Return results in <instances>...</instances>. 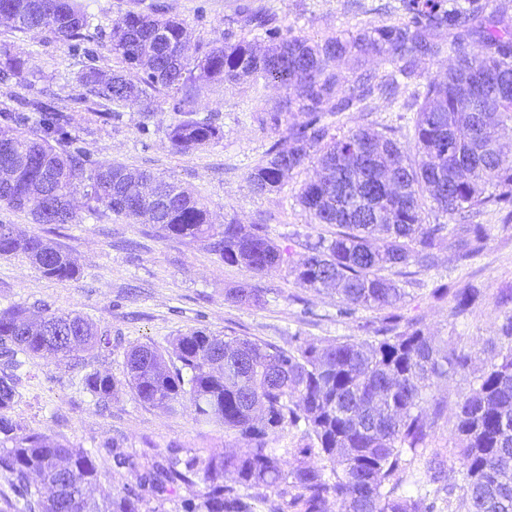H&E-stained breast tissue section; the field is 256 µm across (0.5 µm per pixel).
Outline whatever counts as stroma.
Wrapping results in <instances>:
<instances>
[{
  "label": "stroma",
  "mask_w": 512,
  "mask_h": 512,
  "mask_svg": "<svg viewBox=\"0 0 512 512\" xmlns=\"http://www.w3.org/2000/svg\"><path fill=\"white\" fill-rule=\"evenodd\" d=\"M246 1L266 7L277 26L315 40L400 18L394 10L398 0H168L171 14L184 21L194 46L248 35L239 12ZM142 7L141 0H90L94 27L85 40L70 43L0 24V44L25 62L22 76L0 80V113L24 112L27 99L52 101L68 113V136L87 158L146 169L188 187L206 203L212 223L263 224L276 246L289 251L292 260L302 259L305 242L319 232L297 198L301 186L316 175L314 163L293 171L279 193L256 194L246 179L276 139L260 124L258 110L275 104L279 88L224 83L204 89L196 107L200 114L218 115L224 137L188 154L174 153L165 136L166 128L181 119L170 107L147 116L129 105L116 116L111 103L86 97L77 80L87 63L86 50L96 52L99 67L115 68L105 36L114 20ZM450 64L444 55L420 61L416 77L402 88L396 103L373 100L367 115L343 112L341 124L347 130L366 122L378 128L398 124L400 117L410 116L416 91ZM478 221L491 229L482 251L461 260L453 246H445L433 269L416 271L419 286L398 310L403 319H418L441 344L461 345L470 353L469 371L439 386V397L452 408L490 362L487 341L512 313V304L498 303L501 293L512 290V224L505 213L492 210ZM0 224L60 246L78 266L76 278L59 281L42 276L24 255L0 257V308L22 304L37 309L45 304L59 312L76 310L112 340L87 354L83 366L30 361L23 397L11 416L95 451L101 476L94 497L137 484L144 498L141 512H183L184 500L193 496L192 488L181 485L156 497L151 486L140 483L148 469L195 454L231 453L239 446L238 438L198 426L191 411L173 415L140 403L126 391L108 409H98L83 388L87 367L122 377L124 351L130 345L162 344L194 329L284 346L295 335L311 341L360 338L381 317L378 311L363 309L338 316L335 294L300 287L289 268L257 275L225 264L200 244L164 236L153 225L108 211L84 215L79 224H38L30 214L0 204ZM244 283L264 288L265 305L228 299V290ZM461 288L476 289L477 298L465 316L457 317L451 294ZM116 452L130 456L133 467L115 468Z\"/></svg>",
  "instance_id": "stroma-1"
}]
</instances>
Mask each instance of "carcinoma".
<instances>
[{
	"label": "carcinoma",
	"instance_id": "cac0c4a2",
	"mask_svg": "<svg viewBox=\"0 0 512 512\" xmlns=\"http://www.w3.org/2000/svg\"><path fill=\"white\" fill-rule=\"evenodd\" d=\"M409 18L398 24L363 27L349 36L314 41L270 24L260 9L246 8L251 30L264 33L263 47L241 39L214 41L194 58L182 51L185 25L163 0L144 11L129 10L113 21L108 42L121 67L111 73L95 56L79 76L85 93L117 106L135 104L148 115L164 91L172 110L185 119L167 129L172 149L187 154L218 142L223 128L212 115L197 116L195 97L204 87L230 82L274 83L282 90L263 119L271 129L286 126L290 145L274 142L251 167L247 181L259 194L279 192L284 178L316 152L320 173L303 184L301 205L316 224L335 228L305 244L294 266L297 283L315 292L333 287L338 314L358 307L398 308L408 297L393 276L411 265L429 269L451 233L447 224H424L425 209L459 221L458 257L481 251L489 236L469 220L491 208L512 205V143L500 127L512 123V17L497 0H403ZM0 13L17 18L13 29L47 31L63 43L80 41L92 26L86 0H0ZM480 44L478 52L469 42ZM455 63L429 81L419 99L410 153L395 129L359 126L344 134L339 114L379 94L395 97L398 77L414 75L416 61L443 54ZM353 61L344 74L335 63ZM371 59L397 65L374 84L361 68ZM23 60L0 51V75L19 76ZM41 112L40 131L25 133L6 114L0 125V203L29 213L37 224H79L76 196L88 212L153 224L166 236L201 243L221 261L262 274L290 262L262 224L216 226L192 191L148 171L121 163L87 165L71 149L60 112ZM155 200L140 201V187ZM25 255L46 278L69 280L77 270L51 242L0 224V257ZM476 296L454 293L455 315ZM237 302L261 305L263 290L242 284L230 291ZM111 344L76 311L45 306L36 319L17 304L0 309V471L12 479L23 505L5 500L0 512H140L138 487L125 484L102 500L88 493L100 471L94 453L39 433L9 415L29 360L85 363L96 344ZM495 361L457 406L459 440L456 481L448 484L443 453L428 449L430 431L445 415L435 388L448 374L464 372L471 356L445 348L411 319L401 330L385 318L363 339L319 344L299 336L288 347L207 330L172 338L169 346L135 344L125 352V378L92 370L84 385L104 406L127 389L143 404L174 413L192 409L202 425L233 431L237 451L146 472L159 495L179 485L199 487L184 512H436L440 493L459 490L449 512H512V315L488 341ZM302 429L307 450L321 464L287 465L270 437ZM234 484H224L226 473Z\"/></svg>",
	"mask_w": 512,
	"mask_h": 512
}]
</instances>
